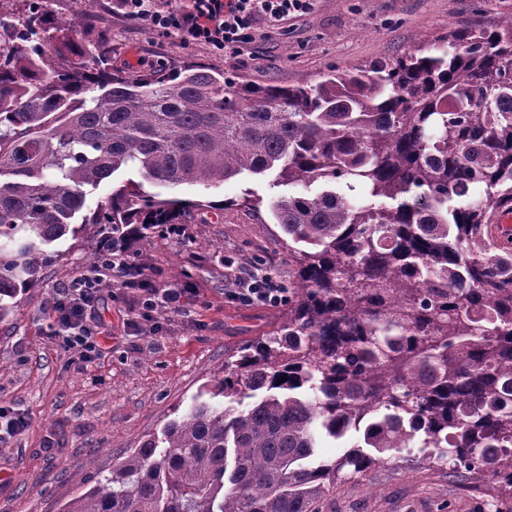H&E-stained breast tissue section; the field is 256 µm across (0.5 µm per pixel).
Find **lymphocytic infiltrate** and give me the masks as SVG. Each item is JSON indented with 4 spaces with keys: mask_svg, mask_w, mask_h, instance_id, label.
I'll list each match as a JSON object with an SVG mask.
<instances>
[{
    "mask_svg": "<svg viewBox=\"0 0 512 512\" xmlns=\"http://www.w3.org/2000/svg\"><path fill=\"white\" fill-rule=\"evenodd\" d=\"M115 6L137 28L157 39L174 38L187 46H207L217 54H239L254 42L260 24L307 14L312 0H185L178 9L157 0H115ZM104 268L119 287L140 292L142 316L148 322L160 308L182 311L190 295L182 286L159 287L154 275L136 268L123 254L106 261ZM101 283L100 275L82 276L53 302L55 337L87 363L102 354L99 338L103 330L95 319L103 299ZM227 296L244 304L275 305L288 299L286 289L251 265L240 267Z\"/></svg>",
    "mask_w": 512,
    "mask_h": 512,
    "instance_id": "obj_1",
    "label": "lymphocytic infiltrate"
}]
</instances>
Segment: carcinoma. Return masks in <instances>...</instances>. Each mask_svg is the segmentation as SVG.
Instances as JSON below:
<instances>
[{
  "instance_id": "carcinoma-1",
  "label": "carcinoma",
  "mask_w": 512,
  "mask_h": 512,
  "mask_svg": "<svg viewBox=\"0 0 512 512\" xmlns=\"http://www.w3.org/2000/svg\"><path fill=\"white\" fill-rule=\"evenodd\" d=\"M86 22L0 19V321L44 247L129 246L209 206L145 181L276 172L292 277L288 321L61 512H335L343 471L417 435L424 459L491 471L512 502V238L493 232L512 210V16L288 87L199 62L119 72L72 37ZM353 431L363 444L315 456L317 435Z\"/></svg>"
}]
</instances>
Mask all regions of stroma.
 Here are the masks:
<instances>
[{"label":"stroma","instance_id":"stroma-1","mask_svg":"<svg viewBox=\"0 0 512 512\" xmlns=\"http://www.w3.org/2000/svg\"><path fill=\"white\" fill-rule=\"evenodd\" d=\"M113 0H99L91 32L109 51L113 69L143 74L176 70L190 61L249 84L315 83L338 67L392 59L418 45L512 15V0H313L310 12L261 26L241 55L160 41L137 29ZM86 0H0V15L33 6L55 24L70 23ZM274 173L244 175L209 189L184 185L178 197L210 202L191 210L182 236L154 235L134 243L132 262L154 271L164 285L194 283L197 293L182 314L162 313L161 328L133 334L135 295L114 298L104 283L99 319L103 355L78 361L52 337V302L63 286L88 273L99 239L66 238L58 257L44 264L29 289L0 322V407L26 419L24 429L0 441V512H60L95 485L149 435L160 434L178 405H189L198 387L221 371L242 344L272 332L288 319V306H245L229 300L236 266L262 263L278 287L288 285V249L278 225L240 206L243 196L287 194ZM491 479H473L405 452L362 476L336 484V512H501Z\"/></svg>","mask_w":512,"mask_h":512}]
</instances>
